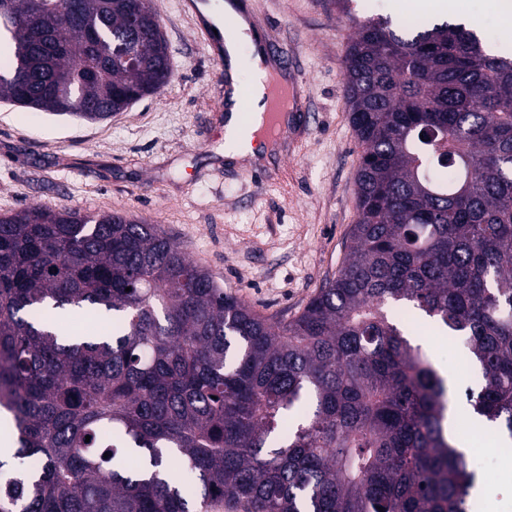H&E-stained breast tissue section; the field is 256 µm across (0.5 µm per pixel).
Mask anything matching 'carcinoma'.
<instances>
[{
  "label": "carcinoma",
  "instance_id": "obj_1",
  "mask_svg": "<svg viewBox=\"0 0 512 512\" xmlns=\"http://www.w3.org/2000/svg\"><path fill=\"white\" fill-rule=\"evenodd\" d=\"M82 3L84 24L9 0L0 99L81 120L164 90L149 0ZM344 76L358 217L289 320L155 224L0 214V410L13 457L40 460L0 462V512H470L452 387L388 306L466 338L482 376L467 400L512 440V56L463 24L367 19ZM65 313L101 332L64 331Z\"/></svg>",
  "mask_w": 512,
  "mask_h": 512
}]
</instances>
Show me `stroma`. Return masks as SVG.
Listing matches in <instances>:
<instances>
[{
  "label": "stroma",
  "mask_w": 512,
  "mask_h": 512,
  "mask_svg": "<svg viewBox=\"0 0 512 512\" xmlns=\"http://www.w3.org/2000/svg\"><path fill=\"white\" fill-rule=\"evenodd\" d=\"M267 39L285 40L306 82L303 102L314 116L298 156H279L295 183L286 196L226 161V81L181 0H152L170 47L171 83L161 95L111 119L87 123L0 101V214L43 205L83 213L119 212L159 225L186 256L209 270L258 313L277 320L302 311L338 271L357 219L354 175L360 148L346 104L342 67L352 37L340 0H243ZM357 19L434 21L414 0H354ZM469 22L502 54L512 36L492 0H460ZM455 389L453 429L466 392L481 382L462 337L426 346ZM477 512H512V447L492 474L478 473Z\"/></svg>",
  "instance_id": "obj_1"
}]
</instances>
